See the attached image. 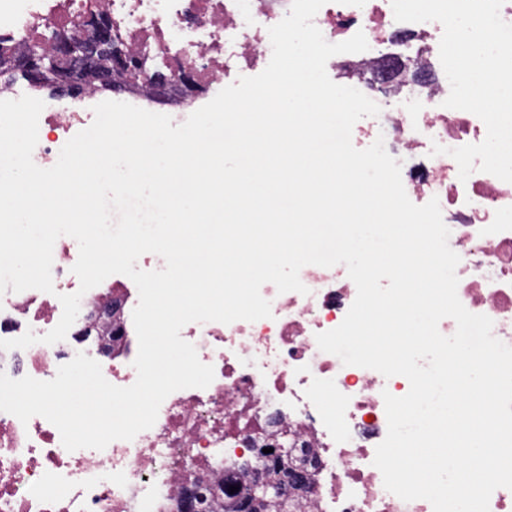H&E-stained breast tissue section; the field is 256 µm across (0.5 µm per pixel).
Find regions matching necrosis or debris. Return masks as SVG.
Returning <instances> with one entry per match:
<instances>
[{
    "label": "necrosis or debris",
    "mask_w": 512,
    "mask_h": 512,
    "mask_svg": "<svg viewBox=\"0 0 512 512\" xmlns=\"http://www.w3.org/2000/svg\"><path fill=\"white\" fill-rule=\"evenodd\" d=\"M290 7L291 0H0V40L19 48L46 45L52 32L86 30L91 17L108 18L121 49L149 71L195 72L205 91L185 101L193 112L211 101V89L266 68L272 56L268 29ZM314 23L328 42L360 31L369 44L365 52L328 60L327 74L337 84L363 92L381 61L405 62V70L373 94L380 113L355 123L352 143L367 147L383 139L401 165L410 201L421 206L438 199L448 243L460 257L461 303L491 318L494 336L512 346V183L479 170L460 180L448 154L482 142L487 130L476 115L443 105L450 84L439 59L442 25L396 21L390 0H366L360 7L328 0ZM422 73L427 82L419 81ZM93 120L92 104L46 103L34 163L52 167L66 142ZM436 143L444 153L433 154ZM78 256L77 241L61 236L53 248L54 293L0 295V340L29 330L42 335L57 325L60 295L80 286L72 271ZM299 277L306 293L262 285L271 317L186 324L182 338L213 366L215 377L207 388L170 394L154 426L133 440L70 452L45 418L24 424L0 411V512H175L197 482L244 486L268 462L271 448L291 449L311 480V489L297 491L295 512H433L427 500L407 502L388 492L373 464L387 434L383 395H406L408 379L343 364L318 347L317 334L337 328L356 298L346 266L307 265ZM112 296L122 309L111 358L102 357L97 332L82 335L73 327L52 345L0 349V372L49 381L82 352L99 362L109 383L132 385L138 353L134 282L109 276L107 286L83 293L80 310Z\"/></svg>",
    "instance_id": "obj_1"
}]
</instances>
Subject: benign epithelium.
<instances>
[{
	"label": "benign epithelium",
	"instance_id": "benign-epithelium-1",
	"mask_svg": "<svg viewBox=\"0 0 512 512\" xmlns=\"http://www.w3.org/2000/svg\"><path fill=\"white\" fill-rule=\"evenodd\" d=\"M116 42L112 24L98 19L87 37L57 33L49 50L33 45L24 51L11 50L0 55V72L19 74L33 87L51 86L74 97L83 94L90 85L98 92L120 94L141 83L151 87L154 100L161 104L181 102L204 92L188 72L175 76L152 74L129 65V58L123 53L113 55L107 64L102 63V52ZM111 322L112 305L107 304L85 317L82 332ZM253 484L264 496L277 492L276 484L265 472H257Z\"/></svg>",
	"mask_w": 512,
	"mask_h": 512
}]
</instances>
